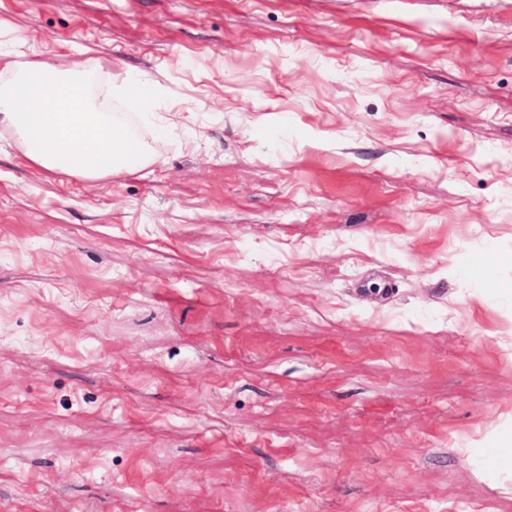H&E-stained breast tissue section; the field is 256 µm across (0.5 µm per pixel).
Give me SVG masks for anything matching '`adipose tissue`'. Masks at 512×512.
<instances>
[{"label":"adipose tissue","instance_id":"adipose-tissue-1","mask_svg":"<svg viewBox=\"0 0 512 512\" xmlns=\"http://www.w3.org/2000/svg\"><path fill=\"white\" fill-rule=\"evenodd\" d=\"M11 55L0 76V127L16 135L28 165L92 180L141 167L143 146L93 94L95 59L60 67L23 42Z\"/></svg>","mask_w":512,"mask_h":512}]
</instances>
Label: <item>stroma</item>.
Here are the masks:
<instances>
[{"label":"stroma","mask_w":512,"mask_h":512,"mask_svg":"<svg viewBox=\"0 0 512 512\" xmlns=\"http://www.w3.org/2000/svg\"><path fill=\"white\" fill-rule=\"evenodd\" d=\"M145 75L153 160L0 128V512H512V0H0Z\"/></svg>","instance_id":"35a3bbf8"}]
</instances>
